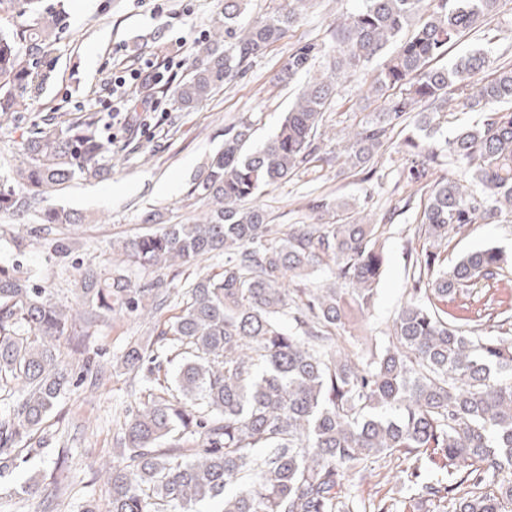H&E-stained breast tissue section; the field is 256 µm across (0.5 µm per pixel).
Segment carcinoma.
Wrapping results in <instances>:
<instances>
[{
  "label": "carcinoma",
  "mask_w": 512,
  "mask_h": 512,
  "mask_svg": "<svg viewBox=\"0 0 512 512\" xmlns=\"http://www.w3.org/2000/svg\"><path fill=\"white\" fill-rule=\"evenodd\" d=\"M42 0H0V116L24 107L46 85L42 59L66 30L61 10ZM313 0H286L247 18L248 0H224V25L202 43L189 77L175 88L190 110L298 24ZM499 0H362L336 26L334 74L310 75L325 47L305 42L284 75L308 76L264 144L249 145L251 124L224 131L191 194L208 211L188 224L112 242L120 262L144 268L186 265L224 254V271L189 283L179 313L154 328L157 339L125 349L117 367L141 375L147 400L124 423L123 463L112 467L104 512H354L343 495L352 472L394 453L408 460L407 508L437 503L439 512H512V315L499 313L495 333L448 320V298L502 275L489 248L448 264L438 248L470 226L512 214V64L493 77L471 51L434 61L482 28ZM385 60L368 88L381 111L348 135L343 164L374 163L397 126L432 139L451 101L483 113L445 139L448 158L470 167L481 194L457 181L426 178L438 150L415 133L399 153L407 184L427 196L415 217L411 288L388 328V345L345 351L346 324L370 309L382 274L384 224L355 217L343 196L307 204L330 223L290 224L272 235L263 189L332 158L317 139L340 75ZM100 120L86 114L62 126L34 124L21 138L10 173L0 176V214L33 217L38 236L88 216L48 201L77 180L106 175ZM320 271L324 279L308 285ZM79 307L63 308L46 289L0 260V388L20 387L0 414V479L44 452L34 439L71 385L56 341L88 336L102 316L160 313L170 298L161 279L135 284L123 268H85Z\"/></svg>",
  "instance_id": "obj_1"
}]
</instances>
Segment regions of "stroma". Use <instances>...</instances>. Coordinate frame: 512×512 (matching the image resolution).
Returning <instances> with one entry per match:
<instances>
[{
	"label": "stroma",
	"mask_w": 512,
	"mask_h": 512,
	"mask_svg": "<svg viewBox=\"0 0 512 512\" xmlns=\"http://www.w3.org/2000/svg\"><path fill=\"white\" fill-rule=\"evenodd\" d=\"M62 2L68 14L67 30L43 60L50 79L26 109L0 121V158H11L22 133L43 116L68 122L93 112L113 136L108 177L74 184L59 199L61 205L91 214L92 223L76 230L56 226L48 238L28 240L22 258L24 267L36 272L54 301L72 307L77 302L76 264L99 265L113 240L142 232L148 212H160L165 223L184 224L206 209V202L191 196L190 191L207 158L223 144L225 128L250 120L256 146L273 135L295 99L296 84L279 79L292 49L308 41L325 45L315 71H330L336 56V24L354 12L360 0H319L301 23L255 58L246 74L225 83L195 109L177 111L172 98L166 96L148 111L136 113L131 110L133 102L150 96L151 88L115 87L112 78L128 75L130 69L147 63L169 74L189 73L198 42L224 19V0ZM484 43L490 45L496 64L512 62V0H499V9L483 35L465 38L451 54L457 57ZM377 69L372 62L339 78L326 114L324 151H336L337 130L375 110L376 104L367 100L366 92ZM374 168L375 174L368 180L339 163L300 171L257 199L272 222L283 225L314 222L306 202L333 191L359 204L370 201V208L363 213L367 222L384 223L386 213H393L392 226L381 240L384 266L374 305L352 341L357 352L364 351L369 342L383 340L406 298L410 286L408 227L420 208L419 203L407 201L411 188L401 175L400 153L391 148L381 151ZM487 248L509 258L501 285L457 295L448 304L449 315L474 320L488 308L512 305L511 217L472 225L464 235L452 239L447 253L453 261ZM223 269V257L214 256L174 270L132 266L126 273L136 283L164 278L179 287L185 279ZM153 329L154 321L146 315L112 316L98 319L93 336L82 346H75L71 337H61L59 358L76 383L50 415L47 453L0 480V512H45L48 494L56 498V512L105 507L110 487L104 471L121 458L123 425L138 404L141 389L139 378L117 369L113 361L130 343L151 339ZM100 367L108 372L100 388L81 383L86 371ZM62 452L67 459L60 465L56 459ZM406 466L402 455L386 458L374 464L365 481L349 482L345 493L365 502L405 499L400 476ZM35 472L43 478L41 495L19 493V485Z\"/></svg>",
	"instance_id": "obj_1"
}]
</instances>
